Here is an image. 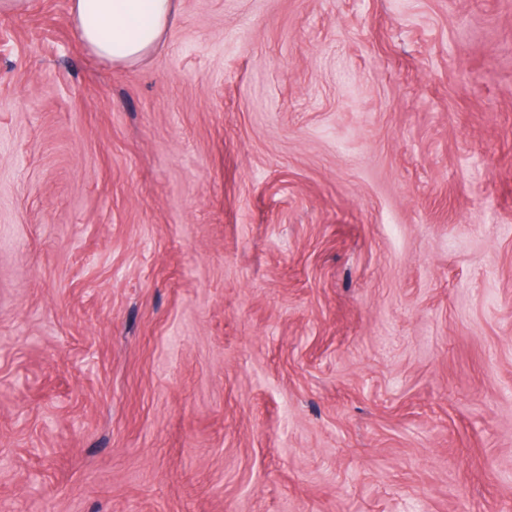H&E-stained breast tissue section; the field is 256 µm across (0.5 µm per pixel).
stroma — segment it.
<instances>
[{
    "instance_id": "35a3bbf8",
    "label": "stroma",
    "mask_w": 512,
    "mask_h": 512,
    "mask_svg": "<svg viewBox=\"0 0 512 512\" xmlns=\"http://www.w3.org/2000/svg\"><path fill=\"white\" fill-rule=\"evenodd\" d=\"M0 512H512V0L0 8ZM174 10V0H71L81 40L116 65H132L149 55L169 30Z\"/></svg>"
}]
</instances>
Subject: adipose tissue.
<instances>
[{
  "mask_svg": "<svg viewBox=\"0 0 512 512\" xmlns=\"http://www.w3.org/2000/svg\"><path fill=\"white\" fill-rule=\"evenodd\" d=\"M174 9V0H71L81 40L116 65H132L149 55L169 30Z\"/></svg>",
  "mask_w": 512,
  "mask_h": 512,
  "instance_id": "ef3b65f1",
  "label": "adipose tissue"
}]
</instances>
